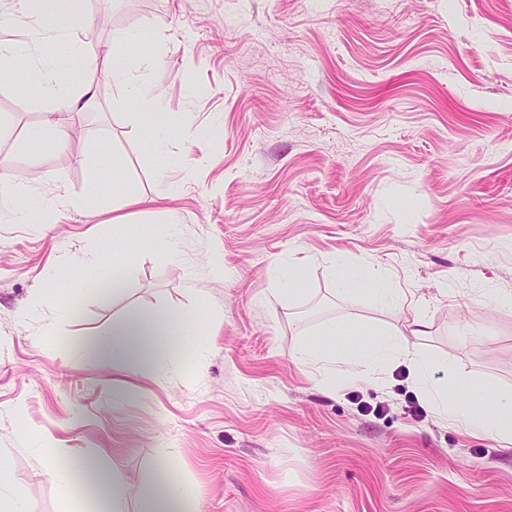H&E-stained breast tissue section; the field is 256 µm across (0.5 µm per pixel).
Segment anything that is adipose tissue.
<instances>
[{
  "label": "adipose tissue",
  "instance_id": "obj_1",
  "mask_svg": "<svg viewBox=\"0 0 512 512\" xmlns=\"http://www.w3.org/2000/svg\"><path fill=\"white\" fill-rule=\"evenodd\" d=\"M44 33L51 39L66 42L67 57L37 58L32 51L18 45H0V76L9 77L16 70H25L38 91L45 97L58 99L65 112L87 113L98 109L99 95L95 84L87 83L79 92L68 89L66 63L82 56V42L77 32L84 18L83 0H24ZM343 273L340 278L342 293L353 294L367 284L377 287L378 301L391 306H404L406 297L397 288L387 285L381 268L367 267L362 275L347 271L346 261H339ZM189 313H181L172 320L164 309L140 310L124 322L113 326L110 338L89 337L79 346L85 359L98 361L117 356L120 363L149 368L163 374L169 367L174 349L185 341L183 325L189 322ZM348 322L327 325L323 343L303 345L297 354L300 364L317 367L322 373L323 388H334L336 374H348L350 382L372 383L390 367L403 365L423 402L442 418L459 424L474 436L496 439L502 447H512V392L491 393L449 371L447 378L433 375L425 355L410 344L404 332L372 330L365 341L355 342L339 350L335 337L355 332ZM59 487L79 495L81 502L102 500L107 512H129L130 500L136 491L127 487L118 470L79 460L58 477Z\"/></svg>",
  "mask_w": 512,
  "mask_h": 512
}]
</instances>
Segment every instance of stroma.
<instances>
[{
  "label": "stroma",
  "instance_id": "35a3bbf8",
  "mask_svg": "<svg viewBox=\"0 0 512 512\" xmlns=\"http://www.w3.org/2000/svg\"><path fill=\"white\" fill-rule=\"evenodd\" d=\"M85 15V57L137 31L135 79L161 81L190 126L158 156L144 101L75 61L73 88L95 83L101 107L54 148L39 133L56 102L23 71L0 84V170L41 175L16 203L30 222H0V453L31 512H65L52 473L85 457L148 497L187 486L188 512H512V451L415 414L404 369L326 391L295 360L327 322L401 330L423 307L412 342L437 375L512 391V0H87ZM1 41L64 51L19 0H0ZM94 178L147 203L121 226L69 206ZM85 253L97 262L77 266ZM340 255L408 305L340 294ZM287 257L306 286L291 303L274 293ZM120 270L126 290L102 293ZM139 308L200 316L167 376L77 358ZM468 321L485 328L462 335Z\"/></svg>",
  "mask_w": 512,
  "mask_h": 512
}]
</instances>
